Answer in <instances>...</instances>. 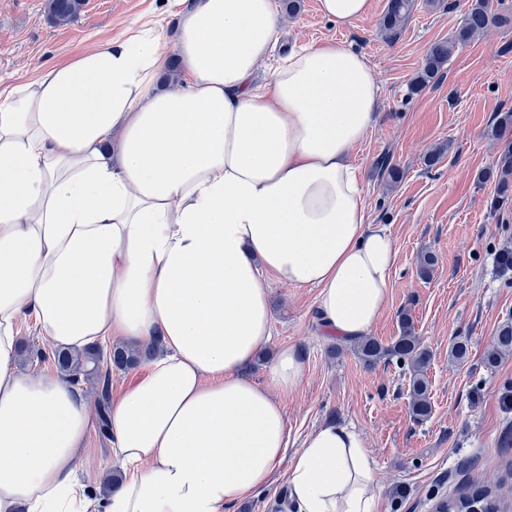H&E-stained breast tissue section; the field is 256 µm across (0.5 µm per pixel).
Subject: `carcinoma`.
I'll use <instances>...</instances> for the list:
<instances>
[{
	"instance_id": "obj_1",
	"label": "carcinoma",
	"mask_w": 512,
	"mask_h": 512,
	"mask_svg": "<svg viewBox=\"0 0 512 512\" xmlns=\"http://www.w3.org/2000/svg\"><path fill=\"white\" fill-rule=\"evenodd\" d=\"M81 7L82 0H48V12L59 24L71 22ZM412 7L413 0H388L382 23L386 38L391 39L396 36ZM502 20V15L494 9V0H471L470 7L456 33L430 47L421 72L412 81L413 89L418 92L425 88L448 64L459 47ZM481 179L494 180L498 192L502 195L512 187L511 140H505L495 165L482 172ZM351 343H353L355 354L367 365H373L381 358L389 357L396 359L403 366H408L411 374V415L418 422L430 416L431 405L426 372L431 354L420 337L415 335L409 318L405 317L401 320L400 336L388 345L370 336L355 338ZM511 351L512 322H507L497 330L493 348L488 353V360L493 361L501 354ZM155 352L154 348L133 351L123 344H115L109 353V363L119 371L127 370L138 364L140 358H148ZM54 360L65 376L72 382L79 383L89 382L101 376L104 356L101 348L93 345L81 351L59 350L55 352ZM474 506L479 508V512H501L499 497L485 487H475L457 497H442L435 504V512H470V508Z\"/></svg>"
}]
</instances>
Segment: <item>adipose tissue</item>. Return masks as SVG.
I'll use <instances>...</instances> for the list:
<instances>
[{"instance_id": "adipose-tissue-1", "label": "adipose tissue", "mask_w": 512, "mask_h": 512, "mask_svg": "<svg viewBox=\"0 0 512 512\" xmlns=\"http://www.w3.org/2000/svg\"><path fill=\"white\" fill-rule=\"evenodd\" d=\"M273 0H191L0 86V512H226L284 472L296 512H376L367 445L329 421L288 449L282 396L305 362L271 337L269 281L317 291L330 335H366L396 256L349 155L374 127L366 57L334 41L257 71ZM176 82L161 81L169 52ZM50 348L160 342L112 401L120 486L77 475L93 426L61 374L16 366L20 320Z\"/></svg>"}]
</instances>
